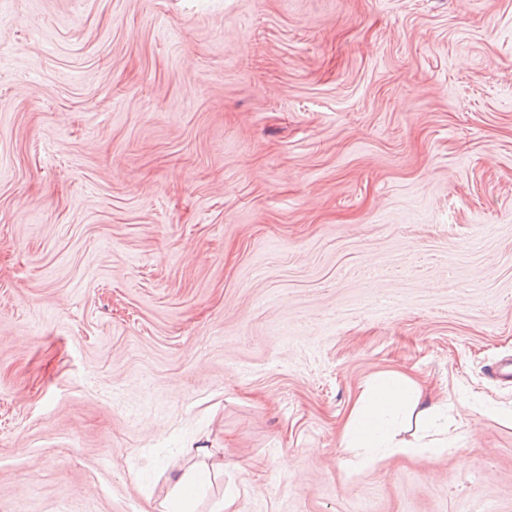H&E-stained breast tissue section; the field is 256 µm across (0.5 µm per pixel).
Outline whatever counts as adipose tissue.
<instances>
[{
  "instance_id": "1",
  "label": "adipose tissue",
  "mask_w": 512,
  "mask_h": 512,
  "mask_svg": "<svg viewBox=\"0 0 512 512\" xmlns=\"http://www.w3.org/2000/svg\"><path fill=\"white\" fill-rule=\"evenodd\" d=\"M450 403L427 397L409 375L388 371L362 386L345 421L340 445L348 455L349 472L360 473L395 453H441L435 442L405 439L406 431L444 434ZM194 459L178 475L171 494L161 502L162 512H195L194 494L224 473L223 463L211 464L209 451L198 447Z\"/></svg>"
}]
</instances>
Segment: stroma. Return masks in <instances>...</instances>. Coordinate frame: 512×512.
I'll list each match as a JSON object with an SVG mask.
<instances>
[{
  "mask_svg": "<svg viewBox=\"0 0 512 512\" xmlns=\"http://www.w3.org/2000/svg\"><path fill=\"white\" fill-rule=\"evenodd\" d=\"M508 359L512 0H0V512H512ZM452 404L427 397L420 385L403 372L388 371L375 375L361 387L345 421L340 445L350 456L346 460L350 473L372 468L395 453L440 454L443 439L430 435L448 434V413ZM414 439L401 436L412 428ZM418 431L426 434L417 437ZM186 454L191 456L189 463L176 478L171 494L160 503L163 512H195L194 494L197 487L210 484L211 480L224 474V462L208 465L205 458L210 457L207 448L188 449Z\"/></svg>",
  "mask_w": 512,
  "mask_h": 512,
  "instance_id": "obj_1",
  "label": "stroma"
}]
</instances>
